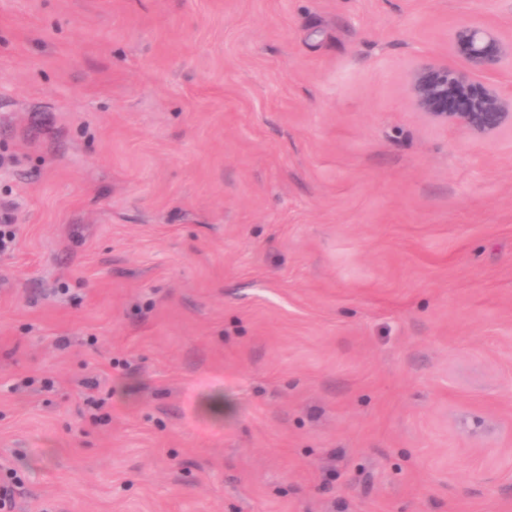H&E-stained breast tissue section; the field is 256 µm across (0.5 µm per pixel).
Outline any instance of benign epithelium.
Segmentation results:
<instances>
[{
  "instance_id": "1",
  "label": "benign epithelium",
  "mask_w": 512,
  "mask_h": 512,
  "mask_svg": "<svg viewBox=\"0 0 512 512\" xmlns=\"http://www.w3.org/2000/svg\"><path fill=\"white\" fill-rule=\"evenodd\" d=\"M451 48L460 49L467 66L425 64L410 76L408 93L415 108L433 122L475 137H489L512 127V95L494 84L475 80L473 72L496 74L512 67V45L488 25L457 27Z\"/></svg>"
}]
</instances>
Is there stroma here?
I'll return each mask as SVG.
<instances>
[{
    "instance_id": "35a3bbf8",
    "label": "stroma",
    "mask_w": 512,
    "mask_h": 512,
    "mask_svg": "<svg viewBox=\"0 0 512 512\" xmlns=\"http://www.w3.org/2000/svg\"><path fill=\"white\" fill-rule=\"evenodd\" d=\"M469 21L0 0L14 512H512V131L407 91Z\"/></svg>"
}]
</instances>
